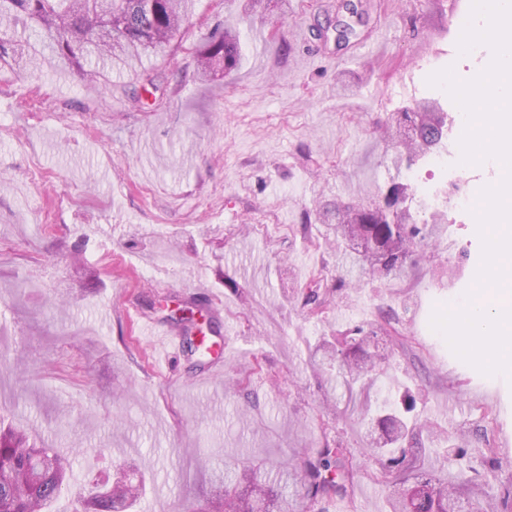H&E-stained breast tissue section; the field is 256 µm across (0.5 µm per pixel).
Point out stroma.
<instances>
[{
  "mask_svg": "<svg viewBox=\"0 0 512 512\" xmlns=\"http://www.w3.org/2000/svg\"><path fill=\"white\" fill-rule=\"evenodd\" d=\"M341 0H197L177 45L142 74L85 86L49 64L0 81V418L70 459L52 512H73L87 485L116 469L145 486L139 512L205 502L225 467L295 471L307 451L341 445L354 474L325 512H387L360 398L336 387L323 337L386 320L384 355L367 391L374 414L403 411L442 434L423 438L421 469L448 482L512 486V386L458 360L429 327L434 303L457 302L480 258L475 223L455 205L451 175L480 188L495 162L457 165L456 137L415 170L396 167L386 133L404 107L442 90L490 52L457 55L454 22L470 0H362L358 35L337 45L317 24ZM241 33L235 70L196 74V50L216 22ZM434 185L447 211L424 249L429 263L385 279L353 265L303 215L410 177ZM459 267L456 284L439 265ZM219 296L231 329L222 375L195 377L210 354L152 362L126 314L167 319L180 292ZM318 294L322 308L307 299ZM482 431L464 455L452 430Z\"/></svg>",
  "mask_w": 512,
  "mask_h": 512,
  "instance_id": "obj_1",
  "label": "stroma"
}]
</instances>
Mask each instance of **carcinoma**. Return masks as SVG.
<instances>
[{
	"mask_svg": "<svg viewBox=\"0 0 512 512\" xmlns=\"http://www.w3.org/2000/svg\"><path fill=\"white\" fill-rule=\"evenodd\" d=\"M97 2L0 0V80L19 73L38 55L50 64L70 66L95 88L112 71L135 73L157 48L176 39L196 0H110L106 13L99 12ZM105 26L112 38H96ZM240 51L238 30H213L197 50L199 74L220 64L233 71ZM451 125V116L437 100L423 98L405 109L388 133L410 166L438 149ZM414 202L411 185L393 183L367 201H338L317 215L321 220L334 217L336 237L361 248L372 275L388 277L410 256L427 258L418 245L430 230L426 223L418 225ZM376 337L375 331L356 327L336 336V344L322 346L338 362L336 385L349 386L376 371L382 360ZM403 443L408 447L401 457L381 465L377 474L389 512H512V505L482 484L465 479L448 483L417 468V436L399 418L387 415L371 432L373 448ZM70 472L68 458L45 442L0 428V512H43L68 484ZM298 476L300 490L287 499L282 477L244 466L198 512H288L292 501L299 512H314L320 501L346 494L353 472L344 449L318 448L304 458ZM137 497L132 485L94 488L78 500L75 512H131Z\"/></svg>",
	"mask_w": 512,
	"mask_h": 512,
	"instance_id": "carcinoma-1",
	"label": "carcinoma"
}]
</instances>
